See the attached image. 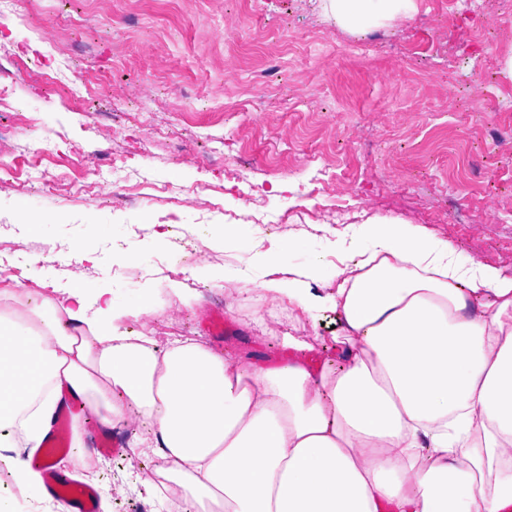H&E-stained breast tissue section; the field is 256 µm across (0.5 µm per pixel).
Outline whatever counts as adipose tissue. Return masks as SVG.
Returning <instances> with one entry per match:
<instances>
[{"instance_id":"ef3b65f1","label":"adipose tissue","mask_w":512,"mask_h":512,"mask_svg":"<svg viewBox=\"0 0 512 512\" xmlns=\"http://www.w3.org/2000/svg\"><path fill=\"white\" fill-rule=\"evenodd\" d=\"M355 36L410 15L416 0H319ZM202 245L252 252L256 224L198 226ZM272 303L344 324L336 358L313 365L283 335L288 363L260 367L194 338L159 345L115 320L153 297L124 283L89 295L39 278L0 290V463L45 501L30 465L65 401L100 431L137 421L149 488L167 512H512V276L394 214L362 222L350 258L323 262L285 234L250 277ZM164 498V497H163Z\"/></svg>"}]
</instances>
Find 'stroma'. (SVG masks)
Masks as SVG:
<instances>
[{"label":"stroma","mask_w":512,"mask_h":512,"mask_svg":"<svg viewBox=\"0 0 512 512\" xmlns=\"http://www.w3.org/2000/svg\"><path fill=\"white\" fill-rule=\"evenodd\" d=\"M480 15L459 14L452 0H417L409 18L365 35V54H338L351 37L320 15L317 0H15L0 16V69L26 72L41 61L68 85L41 94L34 77L9 85L0 111V289L22 266L46 282L81 275L92 289L121 281L123 251L140 246L156 224H255L265 214L288 229L334 236L376 214L419 224L475 259L512 275V148L494 140L512 130V110L484 112L485 99L512 102V9L481 0ZM494 29L485 56L480 39ZM494 68L485 83L486 68ZM34 110L30 129L16 113ZM235 138L251 176L271 186L267 207L241 194L218 150ZM335 161L337 179L318 197L288 177L310 150ZM101 163L136 167L131 205L78 193ZM58 184L48 204L22 191L40 178ZM347 209L329 223L323 205ZM97 216L93 245L102 262L47 267L49 248H67L80 224ZM54 227L46 240L40 225ZM180 233L143 256L138 267L157 287L155 310L125 326L167 337L211 340L254 354L258 364L286 363L281 334L313 345L315 363L340 336L327 305L295 330L286 306L264 293L216 292L173 264ZM222 301H215V294ZM223 310L236 332L209 339L207 318ZM277 335H263L257 318ZM86 447L92 470L72 466L95 491H109L110 512H166L130 453Z\"/></svg>","instance_id":"35a3bbf8"}]
</instances>
